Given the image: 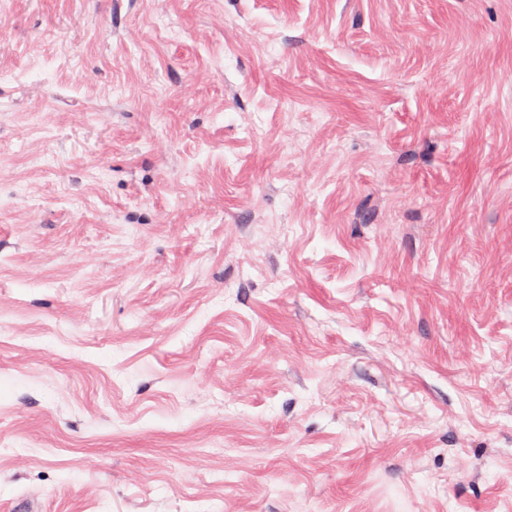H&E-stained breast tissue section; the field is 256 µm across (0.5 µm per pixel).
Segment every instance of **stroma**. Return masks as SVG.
I'll return each instance as SVG.
<instances>
[{
	"label": "stroma",
	"instance_id": "obj_1",
	"mask_svg": "<svg viewBox=\"0 0 512 512\" xmlns=\"http://www.w3.org/2000/svg\"><path fill=\"white\" fill-rule=\"evenodd\" d=\"M512 0H0V512H512Z\"/></svg>",
	"mask_w": 512,
	"mask_h": 512
}]
</instances>
